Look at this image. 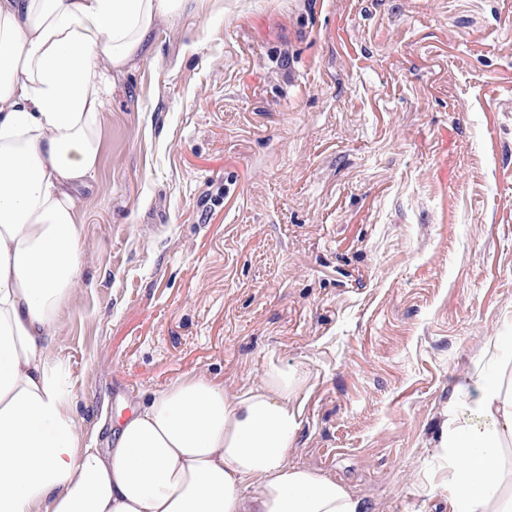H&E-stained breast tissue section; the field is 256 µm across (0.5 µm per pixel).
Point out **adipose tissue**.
I'll use <instances>...</instances> for the list:
<instances>
[{"label": "adipose tissue", "mask_w": 512, "mask_h": 512, "mask_svg": "<svg viewBox=\"0 0 512 512\" xmlns=\"http://www.w3.org/2000/svg\"><path fill=\"white\" fill-rule=\"evenodd\" d=\"M181 0H0V512H369L290 463L308 371L270 361L230 391L187 375L86 444L50 367L80 286L72 190L99 164L104 94ZM478 419L442 431L448 512H512V388L477 377Z\"/></svg>", "instance_id": "1"}]
</instances>
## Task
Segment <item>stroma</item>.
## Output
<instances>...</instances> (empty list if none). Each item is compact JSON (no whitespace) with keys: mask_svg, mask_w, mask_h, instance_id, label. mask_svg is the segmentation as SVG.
<instances>
[{"mask_svg":"<svg viewBox=\"0 0 512 512\" xmlns=\"http://www.w3.org/2000/svg\"><path fill=\"white\" fill-rule=\"evenodd\" d=\"M49 350L95 448L189 374H313L292 463L447 512L449 412L512 377V0H184L105 101Z\"/></svg>","mask_w":512,"mask_h":512,"instance_id":"1","label":"stroma"}]
</instances>
